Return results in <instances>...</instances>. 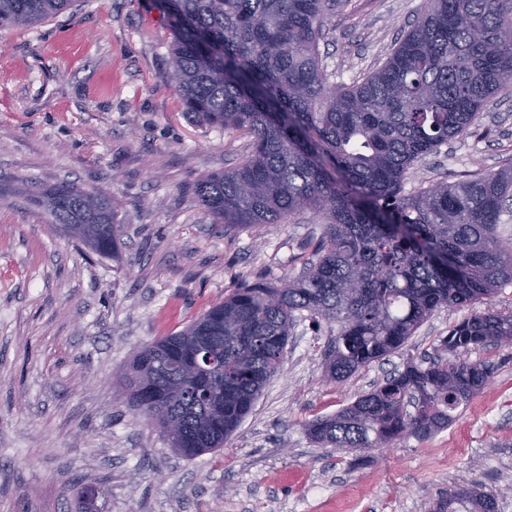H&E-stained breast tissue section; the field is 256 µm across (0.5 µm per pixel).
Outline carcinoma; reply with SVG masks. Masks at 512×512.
<instances>
[{
    "label": "carcinoma",
    "instance_id": "cac0c4a2",
    "mask_svg": "<svg viewBox=\"0 0 512 512\" xmlns=\"http://www.w3.org/2000/svg\"><path fill=\"white\" fill-rule=\"evenodd\" d=\"M70 0H0V26H32ZM336 0H164L170 71L200 122L251 140L233 168L194 194L216 224H289L306 212L326 232L297 277L247 284L181 331L142 345L122 374L131 406L186 458L224 447L283 362L294 313L339 324L325 374L340 382L403 346L435 310L512 283L499 238L512 168L458 182L402 184L414 162L459 137L512 84V0H426L383 64L333 86L319 41ZM59 231L90 224L95 253L117 254L105 196L73 183L35 192ZM512 338V314L479 312L443 338L446 351ZM493 368L458 359L409 365L334 415L306 424L323 447L389 448L448 426ZM461 486L433 512H490Z\"/></svg>",
    "mask_w": 512,
    "mask_h": 512
}]
</instances>
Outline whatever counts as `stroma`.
<instances>
[{
  "mask_svg": "<svg viewBox=\"0 0 512 512\" xmlns=\"http://www.w3.org/2000/svg\"><path fill=\"white\" fill-rule=\"evenodd\" d=\"M425 0H337L320 41L336 85L377 68ZM161 0H73L33 28H0V512H431L455 486L512 512V346L466 352L494 369L447 429L361 455L323 447L308 421L335 414L406 363L435 356L457 323L512 314V283L441 308L407 343L333 383L336 324L296 313L280 370L222 448L172 453L118 376L144 343L178 332L236 288L302 273L324 233L312 214L227 229L191 188L235 167L246 135L198 122L165 80ZM512 166V89L470 134L415 163L423 184ZM63 182L110 198L119 257L55 232L30 194ZM163 474L156 482L154 474Z\"/></svg>",
  "mask_w": 512,
  "mask_h": 512,
  "instance_id": "obj_1",
  "label": "stroma"
}]
</instances>
